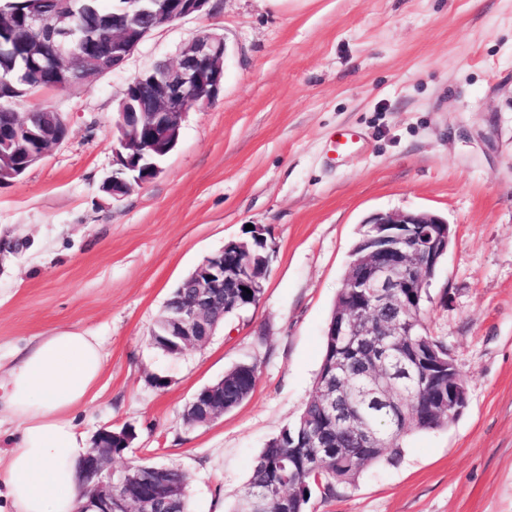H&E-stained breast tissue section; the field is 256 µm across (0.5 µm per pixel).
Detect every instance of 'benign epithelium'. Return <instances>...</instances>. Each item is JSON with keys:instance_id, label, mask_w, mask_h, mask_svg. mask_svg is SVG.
<instances>
[{"instance_id": "benign-epithelium-1", "label": "benign epithelium", "mask_w": 512, "mask_h": 512, "mask_svg": "<svg viewBox=\"0 0 512 512\" xmlns=\"http://www.w3.org/2000/svg\"><path fill=\"white\" fill-rule=\"evenodd\" d=\"M212 0H125V7L112 14V54L101 56L98 45L102 36L89 34L82 38L80 51L72 47L71 15L59 12L45 14L42 0H31L26 26L35 41L30 51L38 54L49 41L53 59L47 77L30 84V96H36L66 84V80L94 83L109 72L122 68L139 45L160 26L196 15H207ZM226 46L221 35L204 30L186 43L174 64H160L154 69L130 78L124 97L117 107L116 144L112 175L102 190L114 198L130 194L137 186L155 179L161 172L153 154L166 155L178 142L182 122L193 108L210 105L224 83ZM28 114L4 113V164L0 183H8L40 162L49 151L68 135L69 127L56 111L42 113V120L32 126ZM365 240L352 263L350 279L362 289L355 309L346 319L331 320L327 335L343 336L345 342L364 355L363 377L369 381L363 402L395 405L401 398L399 380L394 367L421 385L419 348L407 356L400 345L388 346L386 338L396 335L394 325L383 315L372 313L373 305L389 300L390 288L399 289L396 302H417L427 290L435 269L451 243L450 225L428 212H379L366 221ZM258 249H268L267 241L257 236L249 244L229 240L224 247L206 257L180 284L181 303L164 317L162 339L174 353L204 342L224 324V289L247 288L243 297L253 299V292L264 290L269 265L257 264ZM345 399L336 375L328 380L326 409L336 415V407ZM468 394L459 386L448 368V401L445 411L456 417L466 408ZM224 413V380L199 390L186 406L184 418L194 426L212 422ZM353 440L358 448L377 450L390 448L393 439L370 426H353ZM304 435L314 454L339 456L345 452L341 444L331 447L323 433L307 424ZM120 439L131 447L132 431L122 428L100 429L81 464L86 491L82 512H159L171 496L162 467H128L112 471L113 440Z\"/></svg>"}]
</instances>
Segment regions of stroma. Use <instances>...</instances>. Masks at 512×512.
Wrapping results in <instances>:
<instances>
[{
	"label": "stroma",
	"mask_w": 512,
	"mask_h": 512,
	"mask_svg": "<svg viewBox=\"0 0 512 512\" xmlns=\"http://www.w3.org/2000/svg\"><path fill=\"white\" fill-rule=\"evenodd\" d=\"M223 35L224 85L191 110L161 173L115 200V110L133 75L174 63L199 31ZM48 106L65 140L0 185V366L57 330L98 336L106 354L86 436L133 428L134 462L190 477V512H232L267 442L311 397L336 297L365 220L429 212L453 236L425 304L468 405L409 436L308 512H512V0H218L155 30L122 69ZM353 127L358 151L329 142ZM271 248L256 306L170 356L149 336L175 285L230 240ZM255 387L188 427L201 388L242 364ZM167 381L156 388L154 377Z\"/></svg>",
	"instance_id": "stroma-1"
}]
</instances>
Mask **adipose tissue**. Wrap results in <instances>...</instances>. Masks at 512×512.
I'll use <instances>...</instances> for the list:
<instances>
[{
  "label": "adipose tissue",
  "instance_id": "adipose-tissue-1",
  "mask_svg": "<svg viewBox=\"0 0 512 512\" xmlns=\"http://www.w3.org/2000/svg\"><path fill=\"white\" fill-rule=\"evenodd\" d=\"M99 339L81 331L42 337L5 372L0 410L17 434L5 469L13 512H78L87 441L72 419L104 371Z\"/></svg>",
  "mask_w": 512,
  "mask_h": 512
}]
</instances>
